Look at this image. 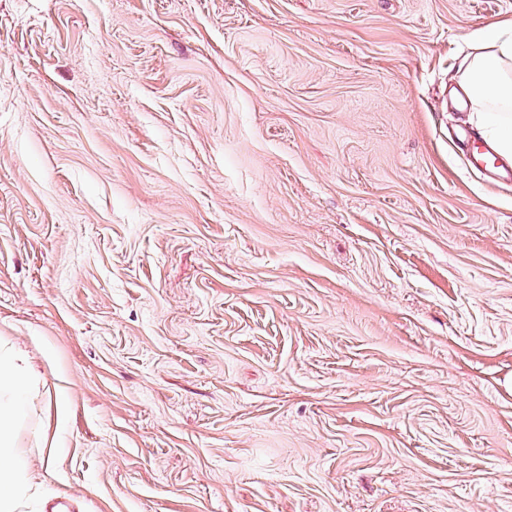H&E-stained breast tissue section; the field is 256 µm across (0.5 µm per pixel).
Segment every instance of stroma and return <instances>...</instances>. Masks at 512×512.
I'll list each match as a JSON object with an SVG mask.
<instances>
[{
	"mask_svg": "<svg viewBox=\"0 0 512 512\" xmlns=\"http://www.w3.org/2000/svg\"><path fill=\"white\" fill-rule=\"evenodd\" d=\"M512 0H0L14 512H512V180L452 102ZM471 147L467 158L469 167L482 173L497 175L501 167L500 158L482 140L471 138Z\"/></svg>",
	"mask_w": 512,
	"mask_h": 512,
	"instance_id": "1",
	"label": "stroma"
}]
</instances>
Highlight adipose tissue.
I'll return each mask as SVG.
<instances>
[{
	"mask_svg": "<svg viewBox=\"0 0 512 512\" xmlns=\"http://www.w3.org/2000/svg\"><path fill=\"white\" fill-rule=\"evenodd\" d=\"M477 53L462 63L463 84L472 105L468 119L501 155L512 157V33L500 27L480 31ZM27 370L18 354L0 353V512H12L24 489L13 426L25 407Z\"/></svg>",
	"mask_w": 512,
	"mask_h": 512,
	"instance_id": "adipose-tissue-1",
	"label": "adipose tissue"
}]
</instances>
